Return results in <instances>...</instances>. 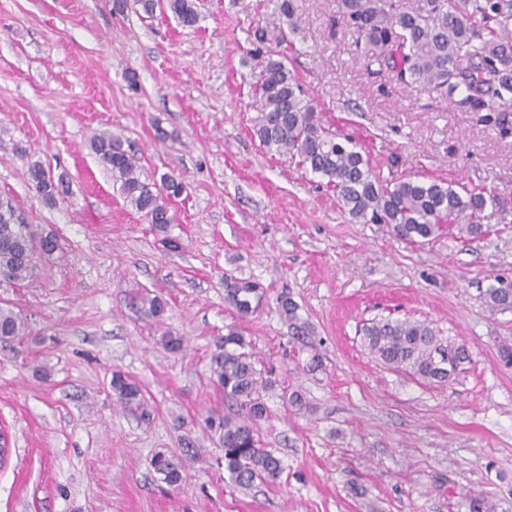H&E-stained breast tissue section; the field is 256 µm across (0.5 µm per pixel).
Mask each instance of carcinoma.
<instances>
[{"label":"carcinoma","mask_w":512,"mask_h":512,"mask_svg":"<svg viewBox=\"0 0 512 512\" xmlns=\"http://www.w3.org/2000/svg\"><path fill=\"white\" fill-rule=\"evenodd\" d=\"M112 7L119 14L131 10L143 20L169 12L184 28L199 21L195 0H112ZM339 9L363 47L366 66L378 65L407 88L435 89L466 111L482 114V122L499 134L512 132V0H339ZM251 55L261 67L255 84L261 109L253 134L267 152L295 160L325 180L353 220L386 224L410 244L429 241L456 225L470 240L486 233L482 213L493 197L464 186L457 190L437 181L381 176L362 145L322 120L285 58H273L261 45ZM90 148L111 172L126 204L144 214L156 231H166L174 221L170 202L182 195V182L168 174L158 182L150 180L117 134L93 138ZM12 151L27 159L28 179L42 200L56 204L63 179L55 178L22 145L13 144ZM50 239L37 225L25 223L11 204L0 203V281L17 284L30 278L36 259L58 248ZM503 281L496 278L483 294L494 314L512 310V287H502ZM131 299L148 319L163 313L164 302L157 295L135 292ZM265 301L266 289L259 282L224 273V302L238 317L256 313ZM276 301L288 335L303 352L312 335L308 321L291 295L282 293ZM24 329L18 314L0 308L1 341ZM362 333L364 347L382 365L422 380L446 382L469 360L464 344L443 340L425 321L374 318ZM258 363L251 342L237 327H227V333L216 338L211 378L231 402V411L208 424L219 430L224 469L233 484L245 490L274 484L285 470L259 434L260 422L269 417L264 396L274 390L275 381ZM112 391L122 405L147 414L136 383L115 374ZM152 467L170 486L183 481L182 463L165 452L154 455Z\"/></svg>","instance_id":"obj_1"}]
</instances>
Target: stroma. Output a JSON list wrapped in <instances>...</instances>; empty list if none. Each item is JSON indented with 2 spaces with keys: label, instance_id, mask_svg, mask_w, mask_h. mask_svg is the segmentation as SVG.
<instances>
[{
  "label": "stroma",
  "instance_id": "stroma-1",
  "mask_svg": "<svg viewBox=\"0 0 512 512\" xmlns=\"http://www.w3.org/2000/svg\"><path fill=\"white\" fill-rule=\"evenodd\" d=\"M278 3L197 0L200 20L184 28L118 15L112 0H0V202L58 240L29 280L0 283V307L26 323L0 343V512H512V367L499 358L512 311L491 314L482 298L512 279V134L366 70L338 0H296L293 31ZM260 35L383 176L491 192L489 233L407 243L266 153L251 133ZM101 132L121 135L149 177L183 182L166 234L91 153ZM16 142L65 177L56 206L29 185ZM228 271L267 290L242 321L224 302ZM134 288L166 301L160 322L129 304ZM285 291L313 328L298 355L276 303ZM383 316L431 323L469 363L444 383L385 368L360 334ZM232 324L307 403L268 393L262 439L285 471L249 491L229 480L206 423L224 415L209 363ZM165 330L181 353L163 350ZM315 354L322 367L307 371ZM116 371L141 385L150 416L116 402ZM160 451L182 460L179 488L154 472Z\"/></svg>",
  "mask_w": 512,
  "mask_h": 512
}]
</instances>
